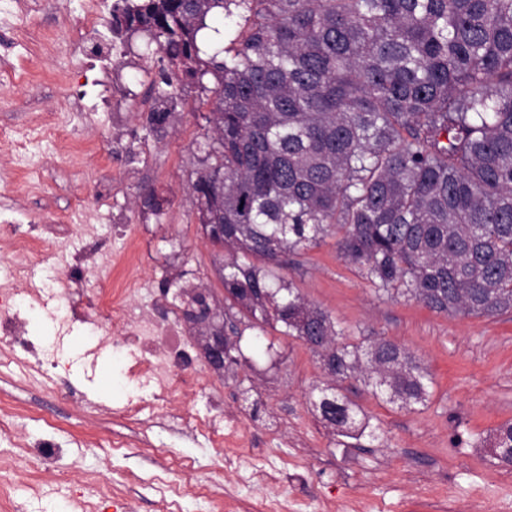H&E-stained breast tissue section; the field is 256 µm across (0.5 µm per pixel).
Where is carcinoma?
I'll return each instance as SVG.
<instances>
[{
    "label": "carcinoma",
    "mask_w": 512,
    "mask_h": 512,
    "mask_svg": "<svg viewBox=\"0 0 512 512\" xmlns=\"http://www.w3.org/2000/svg\"><path fill=\"white\" fill-rule=\"evenodd\" d=\"M241 11L247 29L212 75L222 151L198 177L210 229L224 225V316L267 355L268 327L319 337L309 348L334 361L335 385L313 406L358 442L374 430L338 383L361 377L412 410L429 373L393 341L338 342L280 270L336 236L378 291L452 316L512 310V0H123L108 29L169 61L149 131L218 58L199 32ZM491 447L512 464V423Z\"/></svg>",
    "instance_id": "obj_1"
}]
</instances>
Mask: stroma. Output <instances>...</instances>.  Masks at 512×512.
<instances>
[{"instance_id":"obj_1","label":"stroma","mask_w":512,"mask_h":512,"mask_svg":"<svg viewBox=\"0 0 512 512\" xmlns=\"http://www.w3.org/2000/svg\"><path fill=\"white\" fill-rule=\"evenodd\" d=\"M42 2L26 17L0 12V26L11 25L19 39L11 76L0 75V128L27 137L22 156L0 155V196L12 198L0 210V270L21 264L18 239L37 237L47 249L61 248L66 261L83 258L76 286L87 297L122 283L127 256L142 269L138 307L171 302L165 292L171 282L222 293L191 190L213 93L180 86L182 104L165 131L148 132L159 66L145 55L142 37L116 47L107 28L92 34L87 47L99 60L100 84L84 86L82 53L44 38L72 25L83 0ZM63 77L92 97L107 88L112 111L57 112ZM52 113L91 153L73 161L39 133ZM31 181L39 183L38 193H16V185ZM149 191L159 210L144 205ZM287 275L331 314L345 342L389 339L427 367L433 378L427 405L407 411L346 380L345 394L376 431L351 447L324 427L311 404L313 388L327 381L319 356L290 338L273 364L246 340L245 360L233 372L218 375L199 364L197 393L174 396L165 426L141 428L115 416L125 398L119 363L81 325L63 343L71 363L55 370L35 355L11 354L0 341V457L12 462L6 477L14 512H85L87 501L98 512H170L163 471L141 453L158 439L207 488L183 500L180 512H211V492L229 485L238 497L259 501L274 489L262 480L266 471L277 474L282 495L309 499L311 512H470L478 495L512 506V465L490 446L495 430L512 422V313L450 316L375 292L357 266L338 257L331 237L291 257ZM248 387L262 396L258 410L243 400ZM215 394L239 415L253 444L233 471L207 436L185 429L208 415ZM44 439L63 448L57 463L30 453ZM419 484L428 487L427 500L417 498Z\"/></svg>"}]
</instances>
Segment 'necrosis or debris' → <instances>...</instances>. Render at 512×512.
Segmentation results:
<instances>
[{
  "mask_svg": "<svg viewBox=\"0 0 512 512\" xmlns=\"http://www.w3.org/2000/svg\"><path fill=\"white\" fill-rule=\"evenodd\" d=\"M121 287L94 299L78 298L65 277L49 276L39 286L24 291L0 289V340L9 346L31 349L32 343L16 313L17 308L40 303L56 325L58 335H65L74 323L90 326L100 333L103 342L118 344L124 350L125 375L138 389L128 397L118 415L127 423L142 425L154 422L168 407L174 395L194 391L197 376L194 357L177 321L168 311H142L132 302L141 284L135 261H128ZM214 408L224 412L223 431H215L211 418L196 419L191 429L211 436L212 447L218 448L227 469H235L245 458L250 442L237 416L225 412L222 397H215Z\"/></svg>",
  "mask_w": 512,
  "mask_h": 512,
  "instance_id": "4bbe7bcc",
  "label": "necrosis or debris"
}]
</instances>
